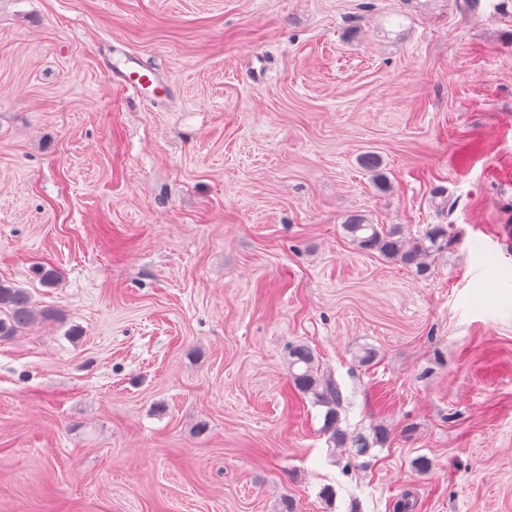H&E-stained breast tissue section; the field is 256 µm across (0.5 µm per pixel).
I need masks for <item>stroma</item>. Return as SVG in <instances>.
Wrapping results in <instances>:
<instances>
[{
	"label": "stroma",
	"mask_w": 512,
	"mask_h": 512,
	"mask_svg": "<svg viewBox=\"0 0 512 512\" xmlns=\"http://www.w3.org/2000/svg\"><path fill=\"white\" fill-rule=\"evenodd\" d=\"M492 2L0 0V281L53 312L0 341V512H512ZM111 38L167 73L168 111L112 86ZM354 214L453 240L422 278L359 250ZM292 344L384 447L334 463Z\"/></svg>",
	"instance_id": "1"
}]
</instances>
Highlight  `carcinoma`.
Listing matches in <instances>:
<instances>
[{
  "label": "carcinoma",
  "mask_w": 512,
  "mask_h": 512,
  "mask_svg": "<svg viewBox=\"0 0 512 512\" xmlns=\"http://www.w3.org/2000/svg\"><path fill=\"white\" fill-rule=\"evenodd\" d=\"M364 166L373 173L374 185L384 190L388 187L385 176L380 172V160L374 154L363 158ZM347 237L360 250L377 252L396 261L424 277L429 273L428 262L431 254L448 248L451 242V225L432 224L420 236L406 234L401 224H370L363 217L355 215L343 224ZM34 313L31 297L23 288L0 282V340H7L30 324ZM288 371L294 389L303 396H312L313 403L326 408L324 433L335 448H352L355 456L368 454L375 445H384L390 437V430L383 424L372 428L371 434H349L341 429L342 393L339 384L330 377H324L315 370L314 354L306 345H292L288 348Z\"/></svg>",
  "instance_id": "obj_1"
}]
</instances>
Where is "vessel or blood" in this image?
Here are the masks:
<instances>
[{
  "label": "vessel or blood",
  "mask_w": 512,
  "mask_h": 512,
  "mask_svg": "<svg viewBox=\"0 0 512 512\" xmlns=\"http://www.w3.org/2000/svg\"><path fill=\"white\" fill-rule=\"evenodd\" d=\"M101 56L103 69L113 84L134 91L157 109L164 110L173 104L175 91L167 75L146 66L123 42H104Z\"/></svg>",
  "instance_id": "1"
}]
</instances>
